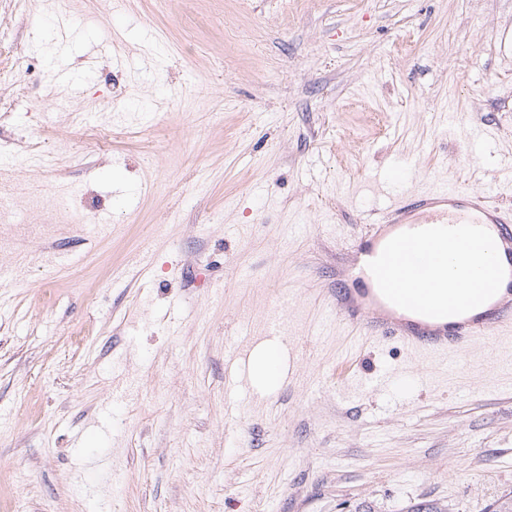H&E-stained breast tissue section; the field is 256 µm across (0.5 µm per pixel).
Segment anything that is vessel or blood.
Wrapping results in <instances>:
<instances>
[{"instance_id": "obj_1", "label": "vessel or blood", "mask_w": 512, "mask_h": 512, "mask_svg": "<svg viewBox=\"0 0 512 512\" xmlns=\"http://www.w3.org/2000/svg\"><path fill=\"white\" fill-rule=\"evenodd\" d=\"M482 249L484 266L472 268ZM351 255L326 309L363 341L393 342L453 371L474 341L512 336L511 207L455 186L414 190L355 238ZM445 268L462 282L439 295L429 279Z\"/></svg>"}]
</instances>
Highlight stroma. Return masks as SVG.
Segmentation results:
<instances>
[{
    "mask_svg": "<svg viewBox=\"0 0 512 512\" xmlns=\"http://www.w3.org/2000/svg\"><path fill=\"white\" fill-rule=\"evenodd\" d=\"M1 140L45 160L0 222V512L512 496L511 355L372 344L347 399L312 331L392 196L512 206V0H0ZM280 358L276 351L265 348L252 356L251 382L260 389H266L270 384L280 381Z\"/></svg>",
    "mask_w": 512,
    "mask_h": 512,
    "instance_id": "obj_1",
    "label": "stroma"
}]
</instances>
